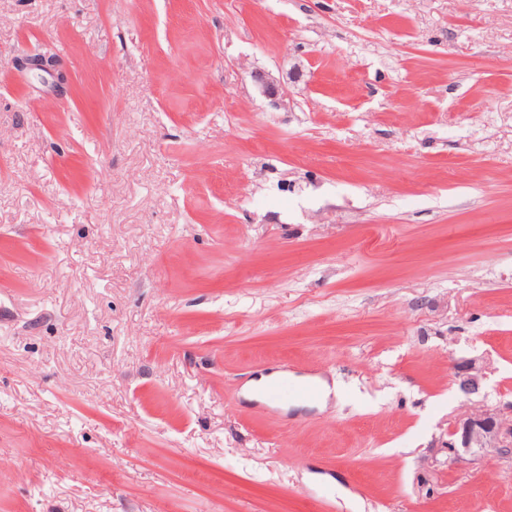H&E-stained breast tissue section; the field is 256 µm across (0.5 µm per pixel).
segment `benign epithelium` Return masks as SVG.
<instances>
[{"mask_svg":"<svg viewBox=\"0 0 512 512\" xmlns=\"http://www.w3.org/2000/svg\"><path fill=\"white\" fill-rule=\"evenodd\" d=\"M483 380L482 370L474 360L464 362L455 376L458 390L466 396L482 394ZM493 448L502 452L512 450V420H505L501 411L461 418L448 431V449L455 457Z\"/></svg>","mask_w":512,"mask_h":512,"instance_id":"1","label":"benign epithelium"}]
</instances>
